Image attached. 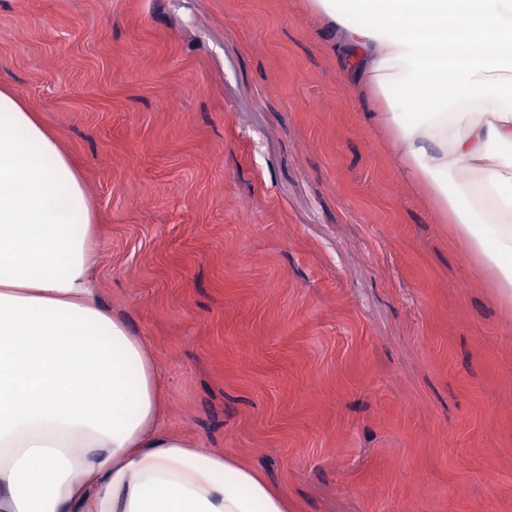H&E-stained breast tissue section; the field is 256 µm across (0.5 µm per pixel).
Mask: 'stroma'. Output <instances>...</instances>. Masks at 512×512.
<instances>
[{"label":"stroma","instance_id":"35a3bbf8","mask_svg":"<svg viewBox=\"0 0 512 512\" xmlns=\"http://www.w3.org/2000/svg\"><path fill=\"white\" fill-rule=\"evenodd\" d=\"M166 424L293 512H512V314L309 0H0Z\"/></svg>","mask_w":512,"mask_h":512}]
</instances>
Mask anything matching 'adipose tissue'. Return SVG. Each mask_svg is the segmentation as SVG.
I'll return each instance as SVG.
<instances>
[{"instance_id":"1","label":"adipose tissue","mask_w":512,"mask_h":512,"mask_svg":"<svg viewBox=\"0 0 512 512\" xmlns=\"http://www.w3.org/2000/svg\"><path fill=\"white\" fill-rule=\"evenodd\" d=\"M410 176L512 303V0H312ZM57 135L0 90V512H288L166 427L147 340L101 303Z\"/></svg>"}]
</instances>
